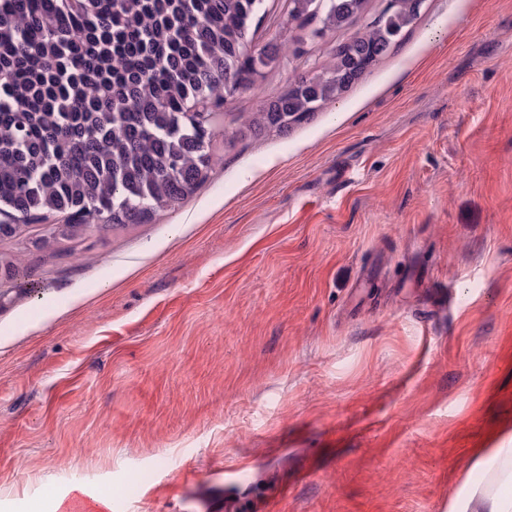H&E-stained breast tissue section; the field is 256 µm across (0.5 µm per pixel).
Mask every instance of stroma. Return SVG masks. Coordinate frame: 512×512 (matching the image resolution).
<instances>
[{
    "label": "stroma",
    "mask_w": 512,
    "mask_h": 512,
    "mask_svg": "<svg viewBox=\"0 0 512 512\" xmlns=\"http://www.w3.org/2000/svg\"><path fill=\"white\" fill-rule=\"evenodd\" d=\"M292 53L255 112L347 36ZM0 512H450L512 440V0H426L337 103L78 252L0 242Z\"/></svg>",
    "instance_id": "obj_1"
}]
</instances>
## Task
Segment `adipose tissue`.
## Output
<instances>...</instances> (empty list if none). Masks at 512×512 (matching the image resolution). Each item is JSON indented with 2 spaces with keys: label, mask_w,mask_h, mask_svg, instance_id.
Segmentation results:
<instances>
[{
  "label": "adipose tissue",
  "mask_w": 512,
  "mask_h": 512,
  "mask_svg": "<svg viewBox=\"0 0 512 512\" xmlns=\"http://www.w3.org/2000/svg\"><path fill=\"white\" fill-rule=\"evenodd\" d=\"M482 460L493 463L494 470L473 485L457 512H512V447L489 449Z\"/></svg>",
  "instance_id": "1"
}]
</instances>
